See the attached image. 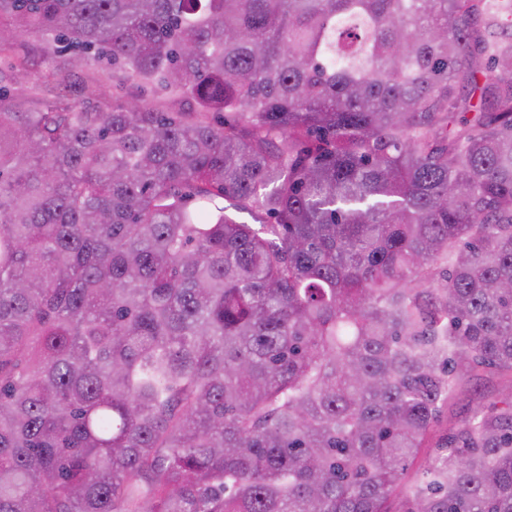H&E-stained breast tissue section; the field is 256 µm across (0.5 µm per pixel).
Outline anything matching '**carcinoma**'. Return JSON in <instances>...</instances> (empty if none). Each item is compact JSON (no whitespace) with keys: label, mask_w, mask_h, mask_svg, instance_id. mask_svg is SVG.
<instances>
[{"label":"carcinoma","mask_w":512,"mask_h":512,"mask_svg":"<svg viewBox=\"0 0 512 512\" xmlns=\"http://www.w3.org/2000/svg\"><path fill=\"white\" fill-rule=\"evenodd\" d=\"M2 19L0 512H512V399L407 477L512 375V0ZM99 61L137 94L54 97ZM15 54L21 58H25L29 63L35 66L28 72L24 71L19 76L20 84L14 87L23 85L24 87H31L34 84V78L39 74L46 76L52 73L55 69V64L50 60L43 58L40 50V38L34 34L23 35L18 37L14 43ZM511 389L510 377L495 370L480 371L477 375L461 373L459 385L443 409L439 422L428 436V448H422L419 457L410 465L408 473L414 475L435 457L437 442L448 430L456 427L474 410L498 407L508 398Z\"/></svg>","instance_id":"obj_1"}]
</instances>
